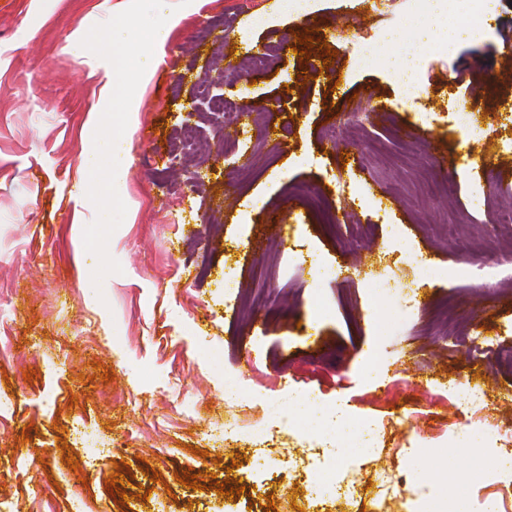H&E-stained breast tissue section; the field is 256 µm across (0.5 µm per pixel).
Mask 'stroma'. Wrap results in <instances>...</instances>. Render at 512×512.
<instances>
[{"mask_svg": "<svg viewBox=\"0 0 512 512\" xmlns=\"http://www.w3.org/2000/svg\"><path fill=\"white\" fill-rule=\"evenodd\" d=\"M128 4L0 0V512H285L308 486L285 473L244 483L256 442L224 434L228 374L252 403L245 423L308 415L306 433L287 440L297 455L320 447V408L337 396L384 425L349 470L365 512L383 472L410 475L422 512H474L471 448L493 454L497 433L512 432V234L490 227L512 209L500 137L512 0H490L489 39L454 40L427 61L416 103L388 36L410 0H313L302 16L281 0H191L166 22L118 144L127 213L108 249L122 271L97 290L83 230L96 218L86 190L112 67L79 42ZM304 33L314 45L303 59ZM240 61L249 79L226 75ZM205 86L239 104L273 101L245 158L225 155L233 132L219 120L186 118ZM453 96L491 128L501 180L486 211L468 198ZM185 125L194 152L168 154ZM353 173L363 198L336 196ZM393 224L406 244H389ZM408 244L441 281L412 288ZM300 252L345 269L313 276ZM383 277L391 292H377ZM411 291L420 318L398 323ZM316 292L330 307L320 318L308 306ZM375 350L373 392L360 373ZM459 378L489 389L493 427L435 441L438 393ZM301 391L311 402L297 404ZM188 475L198 488L183 486Z\"/></svg>", "mask_w": 512, "mask_h": 512, "instance_id": "stroma-1", "label": "stroma"}]
</instances>
